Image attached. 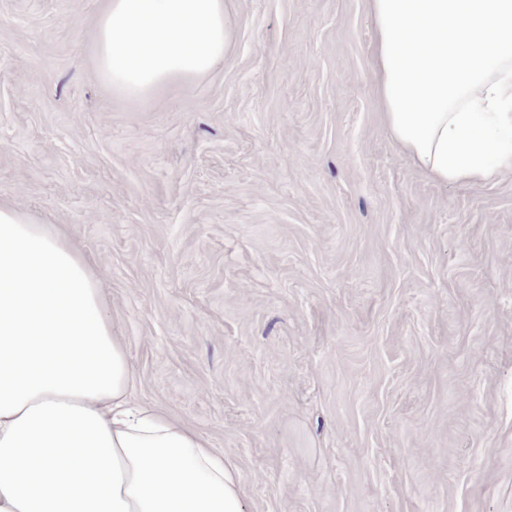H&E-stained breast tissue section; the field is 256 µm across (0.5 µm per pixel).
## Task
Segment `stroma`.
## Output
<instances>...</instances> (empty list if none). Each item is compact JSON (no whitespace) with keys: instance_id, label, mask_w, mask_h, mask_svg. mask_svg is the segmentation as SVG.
<instances>
[{"instance_id":"obj_1","label":"stroma","mask_w":512,"mask_h":512,"mask_svg":"<svg viewBox=\"0 0 512 512\" xmlns=\"http://www.w3.org/2000/svg\"><path fill=\"white\" fill-rule=\"evenodd\" d=\"M104 2L0 0V203L95 265L137 402L245 512H512V174L394 144L367 0H239L224 60L137 102Z\"/></svg>"}]
</instances>
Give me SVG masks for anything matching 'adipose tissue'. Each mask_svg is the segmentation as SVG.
Returning <instances> with one entry per match:
<instances>
[{"label": "adipose tissue", "mask_w": 512, "mask_h": 512, "mask_svg": "<svg viewBox=\"0 0 512 512\" xmlns=\"http://www.w3.org/2000/svg\"><path fill=\"white\" fill-rule=\"evenodd\" d=\"M237 0H107L90 55L144 100L208 74ZM376 94L432 181L512 172V0H369ZM99 275L68 234L0 204V512H244L238 469L137 403Z\"/></svg>", "instance_id": "1"}]
</instances>
